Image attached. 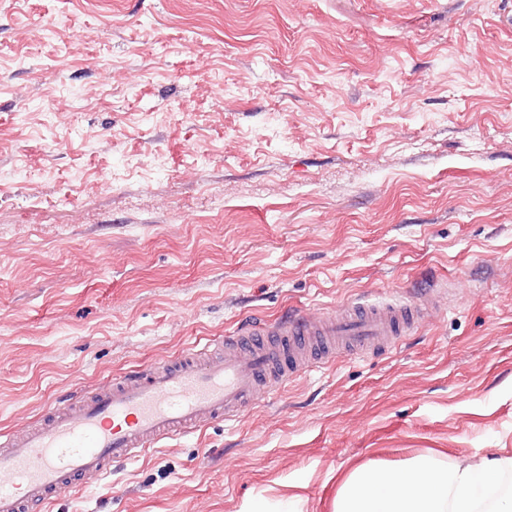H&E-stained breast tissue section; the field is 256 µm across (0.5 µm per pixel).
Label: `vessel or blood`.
<instances>
[{"mask_svg": "<svg viewBox=\"0 0 512 512\" xmlns=\"http://www.w3.org/2000/svg\"><path fill=\"white\" fill-rule=\"evenodd\" d=\"M426 310L420 300L364 296L319 317L251 322L225 336L223 357L194 346L51 404L40 423L0 443V512H32L162 440L234 418L275 384L329 359L333 347L388 350Z\"/></svg>", "mask_w": 512, "mask_h": 512, "instance_id": "obj_1", "label": "vessel or blood"}]
</instances>
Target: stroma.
<instances>
[{
	"mask_svg": "<svg viewBox=\"0 0 512 512\" xmlns=\"http://www.w3.org/2000/svg\"><path fill=\"white\" fill-rule=\"evenodd\" d=\"M432 295L50 512H335L512 452V0H0V435L246 321Z\"/></svg>",
	"mask_w": 512,
	"mask_h": 512,
	"instance_id": "stroma-1",
	"label": "stroma"
}]
</instances>
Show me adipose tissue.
I'll use <instances>...</instances> for the list:
<instances>
[{
    "mask_svg": "<svg viewBox=\"0 0 512 512\" xmlns=\"http://www.w3.org/2000/svg\"><path fill=\"white\" fill-rule=\"evenodd\" d=\"M512 474V454H473L443 468L429 459L397 466L369 464L341 484L336 512H512L499 480Z\"/></svg>",
    "mask_w": 512,
    "mask_h": 512,
    "instance_id": "1",
    "label": "adipose tissue"
}]
</instances>
